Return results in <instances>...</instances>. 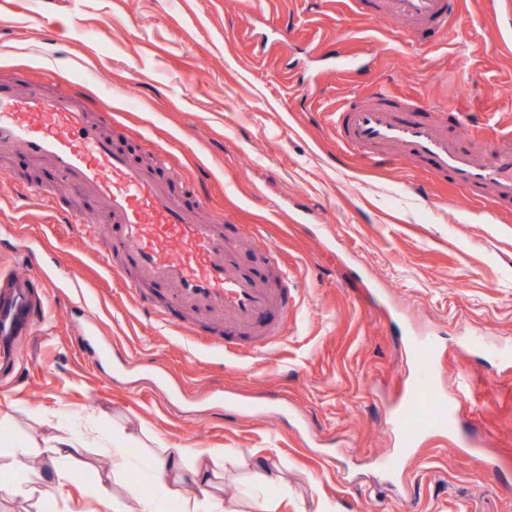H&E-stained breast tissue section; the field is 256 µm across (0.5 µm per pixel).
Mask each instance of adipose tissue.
<instances>
[{
  "mask_svg": "<svg viewBox=\"0 0 512 512\" xmlns=\"http://www.w3.org/2000/svg\"><path fill=\"white\" fill-rule=\"evenodd\" d=\"M93 429H63L44 441H31L23 451L37 459V466L27 473L22 483H9L5 490L19 497L39 496L54 502L66 493L71 482L63 461L74 458L93 436ZM223 454L217 448L194 451L185 448H159L143 467L151 471L169 493L176 512H224V501L207 489L224 476Z\"/></svg>",
  "mask_w": 512,
  "mask_h": 512,
  "instance_id": "adipose-tissue-1",
  "label": "adipose tissue"
}]
</instances>
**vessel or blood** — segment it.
Listing matches in <instances>:
<instances>
[{"label": "vessel or blood", "mask_w": 512, "mask_h": 512, "mask_svg": "<svg viewBox=\"0 0 512 512\" xmlns=\"http://www.w3.org/2000/svg\"><path fill=\"white\" fill-rule=\"evenodd\" d=\"M380 13L404 23L411 33L447 28L455 13L453 0H380ZM112 118L109 99L87 109L85 99L67 91L39 88L18 93L0 86V155L23 150L34 159H49L60 175V192L93 195L96 218L77 222L80 235L94 244L100 220L114 228L112 248L124 265L113 274L135 294L153 320H167L148 289L173 287L174 303L211 321L207 330H183L195 345L229 353L241 338L253 352L267 351L288 333V316L296 306L297 288H273L256 279L237 261L238 244L221 225L191 220L169 181L134 161L103 133ZM469 132L455 137L425 119L417 103L380 91L343 107L336 114V134L353 154L390 163L398 155L425 162L438 178L474 197L491 193L493 202H512V130L486 138L471 119ZM12 253L23 256L25 270L0 283V335L28 336L45 311L43 299L29 301L24 291L41 287L42 259L22 239H12ZM438 343L419 338L411 347L413 371L405 402L393 426L405 446L424 435L445 434L459 396L448 395L435 378Z\"/></svg>", "instance_id": "1"}]
</instances>
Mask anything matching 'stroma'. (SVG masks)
Instances as JSON below:
<instances>
[{"label":"stroma","instance_id":"35a3bbf8","mask_svg":"<svg viewBox=\"0 0 512 512\" xmlns=\"http://www.w3.org/2000/svg\"><path fill=\"white\" fill-rule=\"evenodd\" d=\"M368 10L352 0H0L1 82L109 97L114 144L145 165L166 156L155 174L178 169L172 187L192 217L231 214V235L258 225L278 265L248 242L238 260L261 280L281 269L300 288L288 335L263 354L196 347L178 331L191 315L169 305L170 287L149 291L168 303L163 330L102 264L111 225L91 250L68 223L94 216L95 197L59 195L48 207L20 197L16 183L51 189L59 177L23 151L0 155V238L23 236L76 281L112 348L91 363L70 341L82 313L51 298L19 344L18 376L0 377V477L24 478L32 462L20 447L51 434L46 410L90 411L135 462L161 443L223 449L218 493L232 512L274 501L277 512H512V367L462 345L481 336L512 348V206L468 197L404 157L379 167L348 152L333 124L343 104L385 87L451 131L462 114L488 134L512 125V12L458 0L448 29L409 35ZM284 28L287 53L264 52ZM377 288L437 337L440 382L466 392L455 437L480 444L497 471L431 437L403 460L397 488L382 485L376 462L396 447L387 415L410 363ZM218 388L250 400L275 392L288 411L233 418L222 404L170 396ZM103 456L92 446L67 463L69 497L41 506L0 490V512H100L102 481L128 512V487L162 495L135 464L112 480ZM257 458L280 470L287 500L274 487L245 497Z\"/></svg>","mask_w":512,"mask_h":512}]
</instances>
